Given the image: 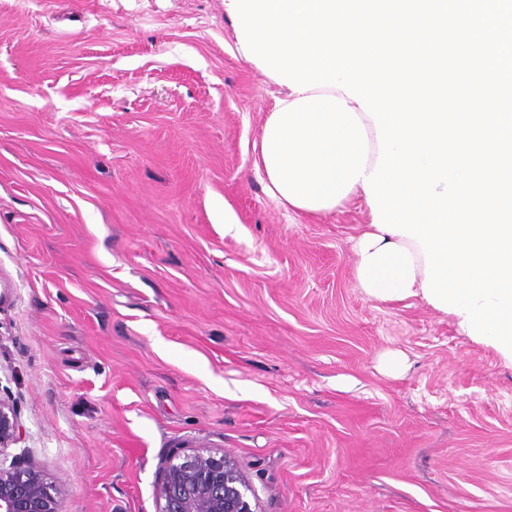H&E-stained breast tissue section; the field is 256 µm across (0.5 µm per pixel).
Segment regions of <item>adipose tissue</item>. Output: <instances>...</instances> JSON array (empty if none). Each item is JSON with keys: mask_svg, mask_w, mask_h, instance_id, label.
I'll return each mask as SVG.
<instances>
[{"mask_svg": "<svg viewBox=\"0 0 512 512\" xmlns=\"http://www.w3.org/2000/svg\"><path fill=\"white\" fill-rule=\"evenodd\" d=\"M356 280L371 298L401 299L422 292L424 255L419 242L368 226L354 246Z\"/></svg>", "mask_w": 512, "mask_h": 512, "instance_id": "adipose-tissue-1", "label": "adipose tissue"}]
</instances>
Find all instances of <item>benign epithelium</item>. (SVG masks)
<instances>
[{
    "mask_svg": "<svg viewBox=\"0 0 512 512\" xmlns=\"http://www.w3.org/2000/svg\"><path fill=\"white\" fill-rule=\"evenodd\" d=\"M14 403L0 396V456L21 438ZM157 512H258L250 482L224 452L174 448L162 466ZM0 512H63L38 467L0 460Z\"/></svg>",
    "mask_w": 512,
    "mask_h": 512,
    "instance_id": "1",
    "label": "benign epithelium"
}]
</instances>
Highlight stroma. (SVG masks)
<instances>
[{"instance_id":"stroma-1","label":"stroma","mask_w":512,"mask_h":512,"mask_svg":"<svg viewBox=\"0 0 512 512\" xmlns=\"http://www.w3.org/2000/svg\"><path fill=\"white\" fill-rule=\"evenodd\" d=\"M283 94L223 0H0L6 458L64 512H157L175 448L229 454L259 512H512V361L363 292L362 193L269 196Z\"/></svg>"}]
</instances>
